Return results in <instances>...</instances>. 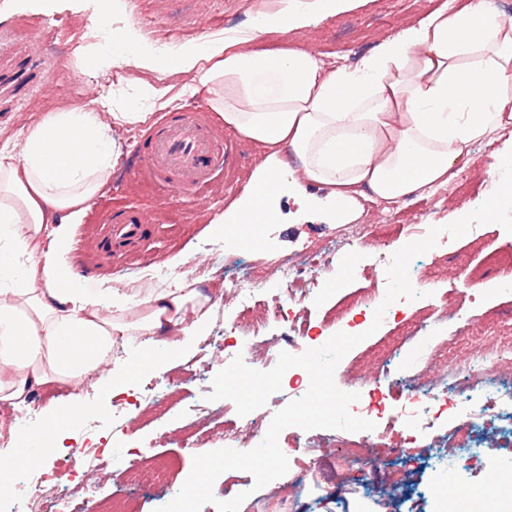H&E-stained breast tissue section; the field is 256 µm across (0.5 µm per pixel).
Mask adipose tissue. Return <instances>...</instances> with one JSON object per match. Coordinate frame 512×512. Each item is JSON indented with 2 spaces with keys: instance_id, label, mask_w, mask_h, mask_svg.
I'll list each match as a JSON object with an SVG mask.
<instances>
[{
  "instance_id": "adipose-tissue-1",
  "label": "adipose tissue",
  "mask_w": 512,
  "mask_h": 512,
  "mask_svg": "<svg viewBox=\"0 0 512 512\" xmlns=\"http://www.w3.org/2000/svg\"><path fill=\"white\" fill-rule=\"evenodd\" d=\"M280 2L258 11L252 26L281 36L271 50L199 37L159 52L130 28L105 50L113 63L161 74L211 60L201 79L210 109L267 152L252 195L211 224L230 243L244 240L246 226L270 223L281 196L309 185L328 187L311 203L339 224L364 199L386 210L431 196L475 146L512 131V22L487 0H442L353 66L326 63L295 37L368 0ZM113 153L108 125L86 106L45 113L20 155L0 152V402L25 406L50 385L81 387L135 336L144 342L130 370L154 368L174 353L176 337L206 329L215 303L203 278L113 288L104 298L81 285L72 228L108 183Z\"/></svg>"
}]
</instances>
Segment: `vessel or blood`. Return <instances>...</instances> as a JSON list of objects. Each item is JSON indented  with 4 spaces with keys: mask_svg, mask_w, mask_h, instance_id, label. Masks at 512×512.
<instances>
[{
    "mask_svg": "<svg viewBox=\"0 0 512 512\" xmlns=\"http://www.w3.org/2000/svg\"><path fill=\"white\" fill-rule=\"evenodd\" d=\"M142 153L145 168L168 180L170 195L181 198L204 188L224 167V146L200 119L186 112L155 118ZM147 218L139 212L115 217L108 231L114 241L142 237Z\"/></svg>",
    "mask_w": 512,
    "mask_h": 512,
    "instance_id": "1",
    "label": "vessel or blood"
}]
</instances>
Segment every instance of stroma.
Listing matches in <instances>:
<instances>
[{"label": "stroma", "instance_id": "1", "mask_svg": "<svg viewBox=\"0 0 512 512\" xmlns=\"http://www.w3.org/2000/svg\"><path fill=\"white\" fill-rule=\"evenodd\" d=\"M107 3L34 0L24 9L20 0H6L0 8V151H20L28 129L44 113L89 102L106 115L123 111L138 82L161 89L159 99L143 105L139 121L112 126L110 135L116 141L112 177L103 192L89 201L84 223L72 230V262L84 286L101 292L137 285L138 271L171 265L174 258L194 261L204 267L213 284L217 305L202 340L194 341L170 362L132 377L126 396L138 394L156 378L174 382L173 397L178 400L198 393V380L212 381L223 369L224 330L238 315L232 290L224 280L225 271L252 274L266 297L284 300L288 292L278 285L275 275L279 260L351 240L361 246L360 261L346 265L326 260L316 272L319 291L301 313L313 333L329 340L344 315V298L382 281L383 258L393 257L412 242L410 227L445 226L481 206L495 186L492 172L498 171L503 156L512 149L502 142L477 149L474 162L462 168L471 184L467 197L446 190L407 199L384 213L366 201L362 215L347 224L330 222L325 214L301 208L295 199L285 197L275 222L257 225L250 244L241 248L224 244L222 237L212 232L210 222L249 194L263 147L225 131L223 119L209 108L200 83L210 67L207 60H199L189 72L171 75L113 64L86 69V62L102 51L101 42L88 37L94 28L91 18L102 15L116 32L135 27L147 43L169 39L180 44L201 36L220 38L228 30L250 31L255 12L276 8L279 0H138V17L133 21L125 10H108ZM432 5L433 0H368L358 10L313 25L299 40L327 62H335L341 55L352 65L373 51L381 37L396 32ZM180 108L209 121L219 140L227 144L229 156L206 189L168 205L164 183L141 170L140 138L156 114ZM130 206L152 217L142 239L107 245L108 224ZM370 224L393 225V234L384 245L362 246L361 232ZM495 249L512 250V234L497 224L478 226L456 240L440 235L436 247L413 260L432 278L428 296L423 301L405 302V309L415 315L426 303L451 313L458 306L468 307L472 312L469 348L491 342L499 328L512 326V289L503 290L500 271L484 260L486 253ZM464 264L478 268L483 278L478 290L467 296L462 295L458 278V269ZM390 333V327L381 326L343 357L334 373L339 389L362 392L358 367L367 352ZM115 400L108 381L79 392L58 385L48 395L34 397L40 419L64 404L81 405L82 415L68 424L66 444L88 436L106 444L113 437H122L133 451L165 466L164 487L127 484L112 463L96 475L97 497L83 499L76 495L82 473L76 456L50 452L44 463L60 469L59 492L75 495L76 505L85 512H106L110 500L122 496L135 500L136 512H155L163 506L169 489L182 487L197 451L183 430L185 421L178 410H171L165 421L158 422L149 408L119 407ZM333 436L330 429L301 431L302 446L293 451L294 463L284 476L256 491L251 474L229 470L216 479L213 493L220 499L225 483L241 484L250 495L240 512H468V500L451 494L452 489L465 486L484 494L488 512H498L500 498L486 487L490 464L495 461L512 469V422L507 420L496 422L486 439L493 450L490 458L452 470L444 463L449 448L440 428L420 436L415 448L402 458L388 453L389 445L399 440L394 430L388 431L385 440L368 439L364 455L353 461L337 448Z\"/></svg>", "mask_w": 512, "mask_h": 512}]
</instances>
